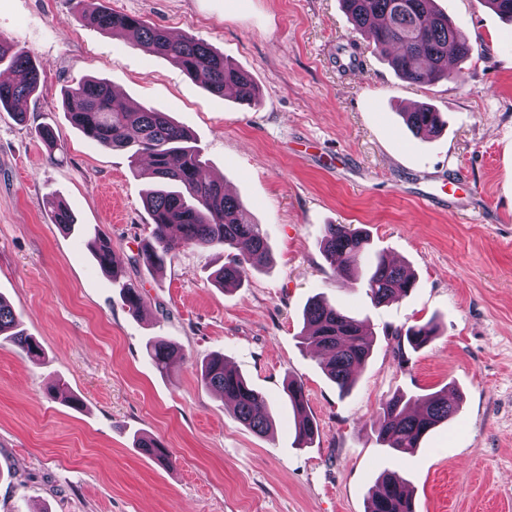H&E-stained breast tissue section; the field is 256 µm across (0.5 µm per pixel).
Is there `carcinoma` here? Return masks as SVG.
Here are the masks:
<instances>
[{
    "instance_id": "1",
    "label": "carcinoma",
    "mask_w": 512,
    "mask_h": 512,
    "mask_svg": "<svg viewBox=\"0 0 512 512\" xmlns=\"http://www.w3.org/2000/svg\"><path fill=\"white\" fill-rule=\"evenodd\" d=\"M82 2L83 16L98 28L130 36L134 43L166 58L200 82L212 95L223 97L230 91L242 104H250L258 97L251 76L224 60V55L206 41L193 35L173 39L160 27L105 9L99 0ZM340 2L354 26L367 30L375 48L388 57L394 71L413 84H432L448 78V53L459 58L470 53L468 44L458 37L456 24L435 7L434 0ZM3 63L12 79L0 82V112L18 115L19 102L33 95L38 87V66L29 52L0 40V65ZM63 107L70 123L87 138L104 147L126 151L134 165L144 155L152 163L157 187L144 198L152 230L139 246L138 261L149 268L160 267L180 246L228 250L246 245L248 250L243 257L230 258L215 272L214 281L222 288L240 286L248 268L271 262L261 225L250 220L235 197L214 185L201 150L167 113L153 106H130L113 97L109 82L94 77L66 87ZM402 116L413 135L420 138L435 136L445 126L440 113L427 106ZM89 247L99 267L115 274L111 241L95 232ZM321 249L338 277L353 275L361 259H366L364 286L375 305L399 300L415 286L412 273L388 262L382 254L369 260V235L364 231L327 224ZM121 292L128 310L137 313L142 305L140 291L125 285ZM437 332L438 326L432 320L393 329L398 358L404 359L407 346L413 350L428 346ZM372 336L366 320L345 314L322 296L313 297L305 308L301 344L315 352L330 351L322 369L341 395L354 388L356 370L370 356ZM4 344L22 351L33 364L41 357L39 343L26 334L10 303L0 297V346ZM147 353L154 366L164 371L175 348L160 338L149 343ZM199 378L203 385L231 401L238 420L253 432L262 435L272 429L268 399L230 366L224 355L206 358ZM284 393L295 416L296 444L305 447L313 442L317 425L300 400L304 387L290 380ZM458 408V399L448 395L446 388L425 395L395 394L376 411L373 429L380 444L392 453L411 454L424 436L450 421ZM411 499L407 479L396 470H386L370 493L367 512H405L403 506Z\"/></svg>"
}]
</instances>
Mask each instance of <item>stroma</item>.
<instances>
[{"label":"stroma","mask_w":512,"mask_h":512,"mask_svg":"<svg viewBox=\"0 0 512 512\" xmlns=\"http://www.w3.org/2000/svg\"><path fill=\"white\" fill-rule=\"evenodd\" d=\"M78 2L0 0V40L40 67L21 116L0 112V296L43 348L35 365L0 347V512H366L387 469L408 478L416 512H512V23L483 0H435L471 52L450 59V79L421 86L339 0H100L223 53L259 88L248 107L89 24ZM341 47L359 70H337ZM89 76L190 132L260 224L272 265L224 289L212 281L221 250L183 246L159 270L137 263L151 179L69 122L62 92ZM424 104L447 122L427 140L401 118ZM57 201L74 229L56 224ZM328 224L366 230L371 253L415 275L414 291L377 306L362 278L334 276L320 251ZM93 228L141 291L140 313L94 260ZM318 294L373 332L344 397L299 343ZM431 319L436 339L398 362L386 328ZM155 336L178 350L165 372L146 354ZM215 352L267 397L269 434L200 383ZM290 379L318 427L307 448L283 400ZM442 388L461 398L455 419L412 454L382 448L381 402ZM70 393L81 406L64 402ZM140 435L163 442L168 461L136 448Z\"/></svg>","instance_id":"obj_1"}]
</instances>
